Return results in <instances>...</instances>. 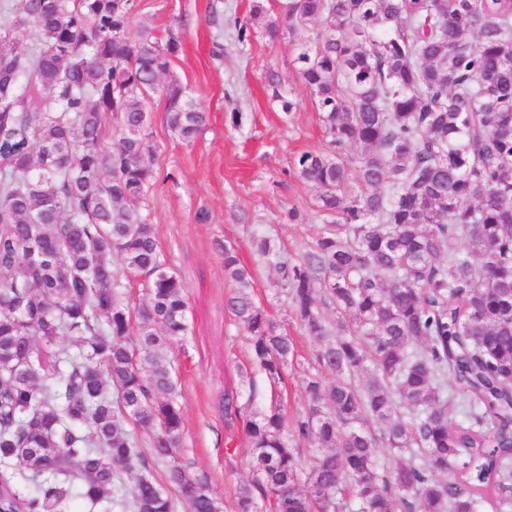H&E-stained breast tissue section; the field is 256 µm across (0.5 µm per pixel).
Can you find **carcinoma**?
Segmentation results:
<instances>
[{"mask_svg": "<svg viewBox=\"0 0 512 512\" xmlns=\"http://www.w3.org/2000/svg\"><path fill=\"white\" fill-rule=\"evenodd\" d=\"M135 8L0 6V34L34 36L29 57L0 44V92L11 97L0 107V466L19 462L35 484L24 494L0 471V512H69L76 499L99 512H223L178 462L169 353L187 335V300L141 212L154 180L146 97L181 42L147 24L130 33ZM266 33L297 40L330 148L302 154L294 174L319 190L330 221L297 260L253 239L318 344L295 420L225 402L254 488L272 512H478L492 486L497 512H512V0H285ZM32 84L43 110L31 107ZM165 94L169 128L191 141L206 113L175 79ZM109 112L116 150L103 146ZM116 258L148 277L133 339ZM224 275L251 364L283 381L294 343L227 244ZM151 458L168 463L176 494L145 474ZM115 464L135 475L127 496L114 495Z\"/></svg>", "mask_w": 512, "mask_h": 512, "instance_id": "cac0c4a2", "label": "carcinoma"}]
</instances>
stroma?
Listing matches in <instances>:
<instances>
[{
    "label": "stroma",
    "mask_w": 512,
    "mask_h": 512,
    "mask_svg": "<svg viewBox=\"0 0 512 512\" xmlns=\"http://www.w3.org/2000/svg\"><path fill=\"white\" fill-rule=\"evenodd\" d=\"M253 3L136 0L131 19L135 27L148 24L160 40L179 36L182 50L170 72L208 114L196 138L183 141L168 126L165 93L154 95L146 157L157 181L142 213L188 301L187 336L172 351L184 416L179 461L190 473L206 476L227 512H233L240 489L251 485L253 472L244 435L224 414L226 400L253 411L277 405L291 419L303 414L315 349L289 302L273 293L277 274L254 252L252 234L266 232L282 254L296 259L326 222L317 189L293 173L302 153L328 147L313 97L296 69V42L271 40L263 19L250 14ZM238 21L250 27L248 44L234 38ZM273 72L280 77L276 87L268 82ZM283 95L293 99V112H282ZM202 210L208 223L196 220ZM292 210L298 220H289ZM225 243L253 270L257 301L297 349L278 385L250 368L248 341L225 305L231 291L224 277Z\"/></svg>",
    "instance_id": "obj_1"
}]
</instances>
